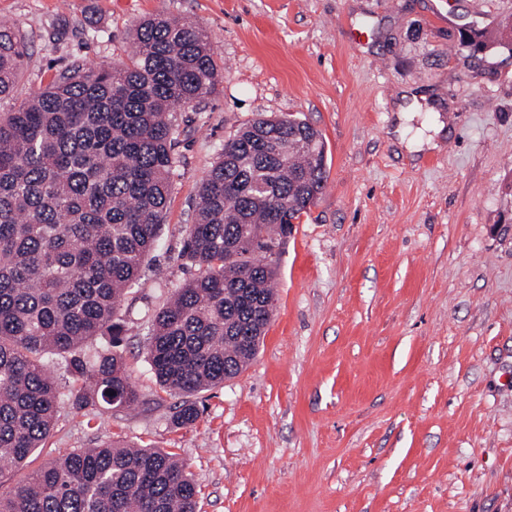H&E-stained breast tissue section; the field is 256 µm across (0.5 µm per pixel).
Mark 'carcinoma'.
I'll return each instance as SVG.
<instances>
[{
  "label": "carcinoma",
  "mask_w": 512,
  "mask_h": 512,
  "mask_svg": "<svg viewBox=\"0 0 512 512\" xmlns=\"http://www.w3.org/2000/svg\"><path fill=\"white\" fill-rule=\"evenodd\" d=\"M24 36L0 24V467L45 446L62 398L77 411L132 407L140 392L120 351L118 313L151 254L176 164L172 112L215 91L203 27L169 16L136 28L129 64L74 66L18 101ZM322 134L292 115L259 119L224 143L203 180L183 256L197 274L153 317L145 340L172 422L190 397L239 376L271 320L274 248L328 179ZM106 345L89 361L84 344ZM172 450L108 442L52 459L0 496V512H196Z\"/></svg>",
  "instance_id": "1"
}]
</instances>
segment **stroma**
<instances>
[{
	"mask_svg": "<svg viewBox=\"0 0 512 512\" xmlns=\"http://www.w3.org/2000/svg\"><path fill=\"white\" fill-rule=\"evenodd\" d=\"M159 14L206 29L219 75L174 114L164 223L121 303L143 401L93 423L62 405L0 493L121 440L177 452L197 512H512V0H0L27 37L16 97L127 64ZM474 32L499 48L475 51ZM261 114L318 129L329 176L278 249L256 359L178 428L148 321L195 273L203 178Z\"/></svg>",
	"mask_w": 512,
	"mask_h": 512,
	"instance_id": "obj_1",
	"label": "stroma"
}]
</instances>
